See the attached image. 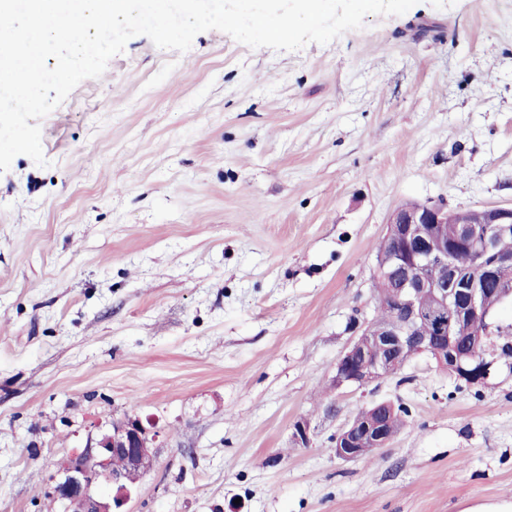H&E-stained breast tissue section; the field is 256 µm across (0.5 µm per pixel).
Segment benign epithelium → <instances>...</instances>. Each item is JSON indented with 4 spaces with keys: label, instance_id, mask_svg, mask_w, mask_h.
<instances>
[{
    "label": "benign epithelium",
    "instance_id": "7a95c632",
    "mask_svg": "<svg viewBox=\"0 0 512 512\" xmlns=\"http://www.w3.org/2000/svg\"><path fill=\"white\" fill-rule=\"evenodd\" d=\"M451 211L444 202L411 203L395 210L384 240L395 243L385 258L377 260L375 276L388 278L392 270L401 273L391 295L394 316L385 323L367 322L361 334L336 364V387H364L392 374V359L404 354L411 359L429 354L441 367H448V319L480 317L485 312V289L475 283L448 287V265L452 255L469 251L479 268L482 281L493 279L497 270L512 264V253L500 249V242L512 237V207L483 208L484 221L470 223L460 216L453 239L444 233ZM435 268L440 280L427 270ZM375 357H367L372 345ZM493 362L483 358L458 365V381L467 386L484 383ZM398 410L390 402L372 405L371 412L349 422L334 439V452L344 461H356L387 447L384 417ZM157 433L150 431L139 416L125 415L112 421L110 428L82 451L63 461L55 480L52 497L63 512H122L132 489L156 464L152 447ZM111 490L99 495L96 488Z\"/></svg>",
    "mask_w": 512,
    "mask_h": 512
}]
</instances>
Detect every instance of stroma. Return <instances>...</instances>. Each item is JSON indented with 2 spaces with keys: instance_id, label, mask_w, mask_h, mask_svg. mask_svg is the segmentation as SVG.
<instances>
[{
  "instance_id": "obj_1",
  "label": "stroma",
  "mask_w": 512,
  "mask_h": 512,
  "mask_svg": "<svg viewBox=\"0 0 512 512\" xmlns=\"http://www.w3.org/2000/svg\"><path fill=\"white\" fill-rule=\"evenodd\" d=\"M0 174V512H61L62 461L137 414L127 512H500L512 358L336 388L391 213L512 206V0H419L297 51L132 37ZM409 411L354 462L361 407ZM308 425L310 445L294 437ZM493 362L487 358L476 360L469 367L459 363L458 381L463 382L467 386H474L484 383L490 376ZM371 412L364 418L363 415L365 408H362L354 420L349 422L334 439V452L337 458L344 461H356L362 457L369 455L381 448L387 447L392 437L395 435L405 424V417L408 413L402 412L396 414L391 418L387 431L385 426L384 417L388 416V410L400 411L403 409L398 408L390 402H380L372 404Z\"/></svg>"
}]
</instances>
